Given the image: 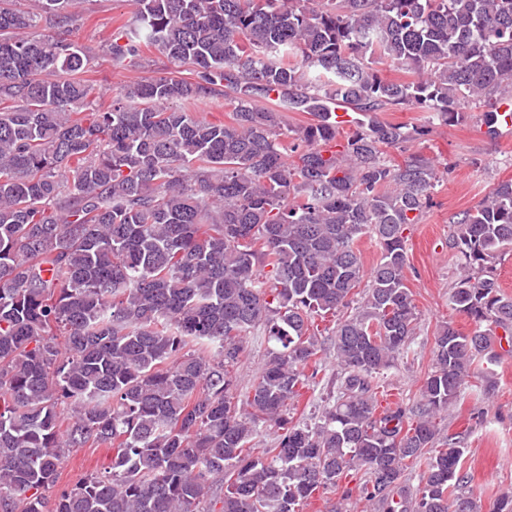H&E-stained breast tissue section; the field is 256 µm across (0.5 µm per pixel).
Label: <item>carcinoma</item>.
<instances>
[{
	"label": "carcinoma",
	"instance_id": "cac0c4a2",
	"mask_svg": "<svg viewBox=\"0 0 512 512\" xmlns=\"http://www.w3.org/2000/svg\"><path fill=\"white\" fill-rule=\"evenodd\" d=\"M77 2L0 0V512H302L352 481L373 512H480L467 434L437 419L473 368L512 354L494 268L512 249V181L449 239V303L474 330L440 327L419 400L381 410L418 324L405 231L436 184L433 160L384 154L473 103L496 132L512 0H132L112 60L153 49L192 78L136 81L107 105L83 78L89 53L38 33ZM210 96L231 123L167 107ZM338 101L354 114L344 135ZM404 109L427 123L380 118ZM284 110L311 122L288 128ZM319 318L333 319L336 390L318 422H295ZM255 330L272 347L242 412L234 368ZM268 429L275 447H254ZM102 446L109 470L53 492L72 449Z\"/></svg>",
	"mask_w": 512,
	"mask_h": 512
}]
</instances>
